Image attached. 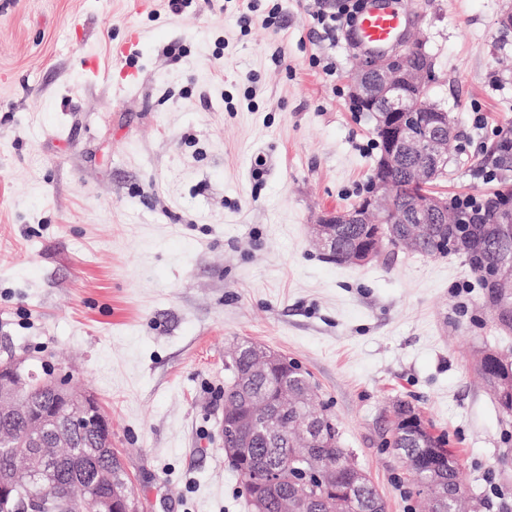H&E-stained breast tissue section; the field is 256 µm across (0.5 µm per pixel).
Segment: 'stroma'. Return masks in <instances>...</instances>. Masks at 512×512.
Wrapping results in <instances>:
<instances>
[{
    "mask_svg": "<svg viewBox=\"0 0 512 512\" xmlns=\"http://www.w3.org/2000/svg\"><path fill=\"white\" fill-rule=\"evenodd\" d=\"M280 21L265 25L272 4ZM0 0V358L50 362L112 419L140 512H250L224 454V361L248 340L312 376L386 512H429L386 445L397 403L445 436L477 512H512V417L474 370L512 349L465 257L361 265L310 226L363 194L367 60L318 0ZM457 138L449 198L512 130V0H397Z\"/></svg>",
    "mask_w": 512,
    "mask_h": 512,
    "instance_id": "obj_1",
    "label": "stroma"
}]
</instances>
